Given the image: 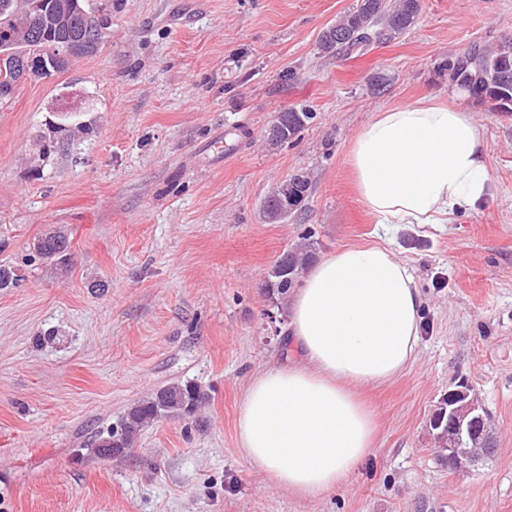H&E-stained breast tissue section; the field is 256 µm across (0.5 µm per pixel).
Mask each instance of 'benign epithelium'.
<instances>
[{"label": "benign epithelium", "mask_w": 512, "mask_h": 512, "mask_svg": "<svg viewBox=\"0 0 512 512\" xmlns=\"http://www.w3.org/2000/svg\"><path fill=\"white\" fill-rule=\"evenodd\" d=\"M79 11L78 0H53L48 24L53 39L52 52L17 55L19 78L48 77L59 71L65 62L88 53L110 16L102 9L87 14L83 30L77 31L73 24L75 13ZM440 410L447 414V425L431 421V434L448 469L470 471L494 452L491 419L467 382L461 381L448 390Z\"/></svg>", "instance_id": "obj_1"}]
</instances>
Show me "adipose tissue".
I'll list each match as a JSON object with an SVG mask.
<instances>
[{
	"instance_id": "1",
	"label": "adipose tissue",
	"mask_w": 512,
	"mask_h": 512,
	"mask_svg": "<svg viewBox=\"0 0 512 512\" xmlns=\"http://www.w3.org/2000/svg\"><path fill=\"white\" fill-rule=\"evenodd\" d=\"M347 162L362 203L386 225L449 224L491 193L484 130L457 99L376 113ZM422 307L389 246L341 247L311 264L291 296V359L245 392L237 437L249 462L307 497L343 485L376 439L358 389L392 380L414 359Z\"/></svg>"
}]
</instances>
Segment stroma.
<instances>
[{"label": "stroma", "instance_id": "1", "mask_svg": "<svg viewBox=\"0 0 512 512\" xmlns=\"http://www.w3.org/2000/svg\"><path fill=\"white\" fill-rule=\"evenodd\" d=\"M355 0H112L95 54L0 100V512H512V112L465 96L484 127L490 196L451 224H378L347 163L376 113L459 91L448 61L512 39V0H422L416 26L351 58L319 36ZM389 80L375 93L374 74ZM85 94L92 126L49 158L36 143L56 98ZM311 113L287 143L279 112ZM308 175L304 208L267 223L262 205ZM64 230L71 265L26 264ZM311 236L317 256L390 245L423 299L415 361L362 387L372 457L318 498L269 484L245 458L236 419L251 379L288 350V300L268 291L276 259ZM467 381L495 451L479 470L438 461L429 421ZM207 396L132 448L93 442L153 391Z\"/></svg>", "mask_w": 512, "mask_h": 512}]
</instances>
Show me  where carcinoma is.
<instances>
[{"label":"carcinoma","instance_id":"carcinoma-1","mask_svg":"<svg viewBox=\"0 0 512 512\" xmlns=\"http://www.w3.org/2000/svg\"><path fill=\"white\" fill-rule=\"evenodd\" d=\"M51 0H0V43H8V49L19 52L42 53L48 51L50 40L32 37L30 30L19 35L23 18L37 22L47 14ZM421 0H356L355 6L336 19L321 34L319 46L329 56L362 55L374 40L391 41L411 30L418 21ZM452 79L475 87L480 97L490 99L498 107L512 109V41H504L493 48L470 53L447 64ZM286 120V133L282 141L292 139L311 119L308 112L287 110L280 113ZM291 198L295 210H300L310 195L311 181L301 174L289 178ZM68 238L53 232L33 243L31 260L62 269L70 261ZM309 264L315 259L312 245L284 252L271 267L266 280L267 288L279 294L287 293L292 284L288 281V269L296 260ZM20 281L17 269L0 263V288L15 286ZM205 398L201 389L193 383L172 384L152 394L149 398L132 405L119 424L101 433L97 438V456L104 457L107 448L131 447L136 435L155 420L170 413H191Z\"/></svg>","mask_w":512,"mask_h":512}]
</instances>
